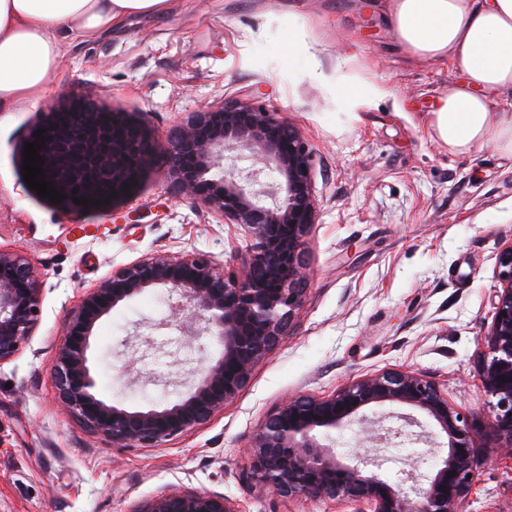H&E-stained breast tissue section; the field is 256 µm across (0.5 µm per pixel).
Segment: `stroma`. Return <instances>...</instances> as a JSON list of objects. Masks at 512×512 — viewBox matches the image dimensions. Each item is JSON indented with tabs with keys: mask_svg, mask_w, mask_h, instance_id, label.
I'll return each instance as SVG.
<instances>
[{
	"mask_svg": "<svg viewBox=\"0 0 512 512\" xmlns=\"http://www.w3.org/2000/svg\"><path fill=\"white\" fill-rule=\"evenodd\" d=\"M460 80L448 61L404 48L392 0H179L172 13L66 39L38 103L0 114V249L27 255L43 288L34 335L0 365V512H136L169 491L221 494L236 512H357L282 498L253 479L247 445L284 400L326 398L399 369L435 382L456 409L487 413L475 360L493 318L497 255L512 241V156L491 142L457 155L435 139L428 113ZM74 86L100 106L146 114L158 137L187 113L251 95L314 153L319 221L292 331L210 421L151 448L114 444L58 403L50 366L67 317L113 270L156 255L203 254L242 273L250 239L171 198L158 168L113 210L67 209L30 189L27 137ZM170 305L167 289L152 288L100 320L92 351L104 399L131 409L175 401L219 357L215 339L185 335L191 363L144 362V338ZM399 425L386 417L330 437L342 460L366 456L389 482L432 471L442 449L387 462L408 442L392 436ZM464 512H512V456L478 464Z\"/></svg>",
	"mask_w": 512,
	"mask_h": 512,
	"instance_id": "stroma-1",
	"label": "stroma"
}]
</instances>
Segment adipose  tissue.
I'll list each match as a JSON object with an SVG mask.
<instances>
[{
  "instance_id": "1",
  "label": "adipose tissue",
  "mask_w": 512,
  "mask_h": 512,
  "mask_svg": "<svg viewBox=\"0 0 512 512\" xmlns=\"http://www.w3.org/2000/svg\"><path fill=\"white\" fill-rule=\"evenodd\" d=\"M174 0H0V112L39 97L62 61L60 34L90 38L135 14L168 13ZM397 36L423 61L448 60L461 83L443 92L429 126L449 151L487 142L512 155V0H393Z\"/></svg>"
}]
</instances>
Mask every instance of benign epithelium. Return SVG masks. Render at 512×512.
<instances>
[{
    "instance_id": "benign-epithelium-1",
    "label": "benign epithelium",
    "mask_w": 512,
    "mask_h": 512,
    "mask_svg": "<svg viewBox=\"0 0 512 512\" xmlns=\"http://www.w3.org/2000/svg\"><path fill=\"white\" fill-rule=\"evenodd\" d=\"M45 181L74 200L115 201L135 187L157 156L165 161L169 192L186 197L239 225L250 237L244 274H225L204 256H154L124 265L70 312L68 333L51 365L59 399L91 431L128 448L157 445L206 423L248 382L253 367L290 330L303 304L308 265L304 238L318 223L313 152L302 132L253 98L223 101L172 126L155 139L143 115L102 110L79 90L45 115ZM245 150L279 177L272 203L262 199L255 175L242 176L224 161ZM500 288L494 317L480 337L477 373L493 399L488 413L469 417L448 403L437 385L412 371L389 370L363 378L334 395L289 398L257 428L247 451L253 478L284 498L305 495L344 500L371 512H461L480 458L512 447V242L496 267ZM154 287L176 296L174 309L204 321L202 332L222 345L174 403L137 410L96 392L89 358L97 322L118 305ZM42 309V282L24 255L0 250V365L34 335ZM404 406L406 426L424 416L446 437V455L424 484H390L368 462L345 463L328 442L345 425L367 423L366 411ZM477 434L487 443L478 446ZM138 512H236L224 496L179 491L146 501Z\"/></svg>"
}]
</instances>
